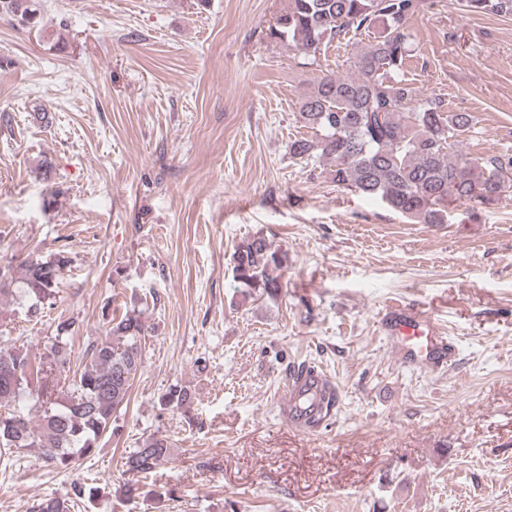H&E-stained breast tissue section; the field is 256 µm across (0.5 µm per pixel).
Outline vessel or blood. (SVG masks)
<instances>
[{"label":"vessel or blood","mask_w":512,"mask_h":512,"mask_svg":"<svg viewBox=\"0 0 512 512\" xmlns=\"http://www.w3.org/2000/svg\"><path fill=\"white\" fill-rule=\"evenodd\" d=\"M381 329L402 359L439 370L454 358L455 347L448 336L412 304H389L381 318ZM333 392L331 382L317 369L310 366L297 369L288 377L287 396L280 404L281 413L290 426L304 433L312 432L311 422L322 412L321 396Z\"/></svg>","instance_id":"obj_1"}]
</instances>
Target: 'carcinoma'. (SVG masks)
I'll list each match as a JSON object with an SVG mask.
<instances>
[{
    "mask_svg": "<svg viewBox=\"0 0 512 512\" xmlns=\"http://www.w3.org/2000/svg\"><path fill=\"white\" fill-rule=\"evenodd\" d=\"M460 5L470 13L512 16V0H460ZM423 7L424 0H288L267 36L314 62L338 37L373 34L353 75H326L303 97L299 122L313 136L290 141L289 153L306 164L332 160L336 186L381 202L411 223L446 224L453 204L467 205L473 217L512 193V154L486 158L459 151L475 134L474 116L446 111L442 101L420 97L400 78L407 24ZM1 15L38 24L36 0H0ZM70 262L64 250L27 260L24 293L51 297ZM286 262L285 253L261 238L241 242L232 256V274L243 299L276 294L281 285L274 272ZM74 330L73 322L58 323L54 342L39 361L0 342V451L39 448L47 465L67 470L75 458L94 451L98 436L128 402L142 364L141 313L108 319L104 338L88 344L73 371L67 345ZM62 374L71 376L64 385L58 380ZM27 397L39 409L36 425L19 408ZM189 402V393L178 385L158 397L164 409H182ZM170 456V443L151 437L127 457V471L149 474ZM94 495V488L76 484L73 496L41 498L30 512H71L77 500Z\"/></svg>",
    "mask_w": 512,
    "mask_h": 512,
    "instance_id": "carcinoma-1",
    "label": "carcinoma"
}]
</instances>
